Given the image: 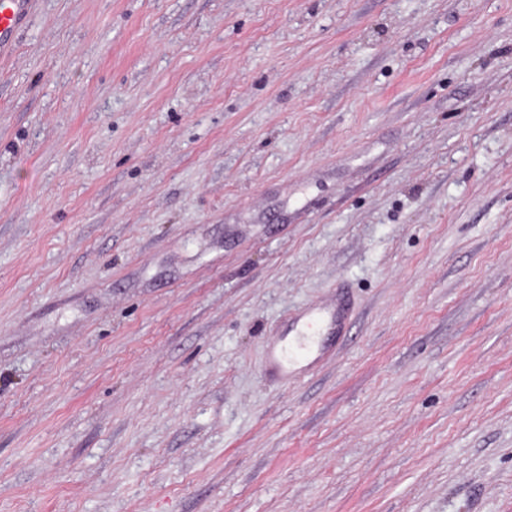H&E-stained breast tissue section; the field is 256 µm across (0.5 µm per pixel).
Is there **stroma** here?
Returning a JSON list of instances; mask_svg holds the SVG:
<instances>
[{
	"label": "stroma",
	"instance_id": "stroma-1",
	"mask_svg": "<svg viewBox=\"0 0 512 512\" xmlns=\"http://www.w3.org/2000/svg\"><path fill=\"white\" fill-rule=\"evenodd\" d=\"M0 512H512V0H39ZM347 308L341 300L331 306L309 308L288 330V341L280 344L279 338L268 351L269 372L282 381L295 377L297 366L310 360L316 362L327 356L330 348L321 339L324 336H344L347 328Z\"/></svg>",
	"mask_w": 512,
	"mask_h": 512
}]
</instances>
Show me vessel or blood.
<instances>
[{
    "instance_id": "1",
    "label": "vessel or blood",
    "mask_w": 512,
    "mask_h": 512,
    "mask_svg": "<svg viewBox=\"0 0 512 512\" xmlns=\"http://www.w3.org/2000/svg\"><path fill=\"white\" fill-rule=\"evenodd\" d=\"M31 0H0V54L8 52L22 20L30 12ZM347 309L343 302L309 308L288 331L286 343H272L268 351L270 373L281 380L294 378L301 362H313L327 356L325 336L344 335Z\"/></svg>"
}]
</instances>
